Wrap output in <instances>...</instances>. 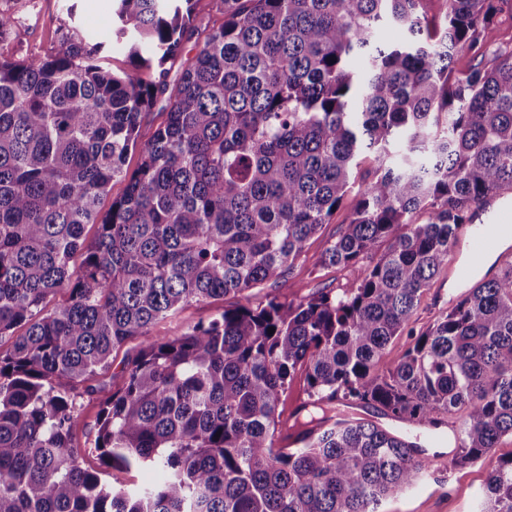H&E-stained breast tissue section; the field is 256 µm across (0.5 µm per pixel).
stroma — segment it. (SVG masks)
I'll return each mask as SVG.
<instances>
[{"instance_id":"obj_1","label":"stroma","mask_w":512,"mask_h":512,"mask_svg":"<svg viewBox=\"0 0 512 512\" xmlns=\"http://www.w3.org/2000/svg\"><path fill=\"white\" fill-rule=\"evenodd\" d=\"M0 11L16 20L13 43L17 56L21 58L54 53L59 47L58 32L64 26L77 28L98 41L112 38L113 0H0ZM357 198V191L348 193L328 224L306 242L291 273L280 280L265 283L263 293L282 301L296 302L324 291H340L353 281L354 275L350 270L322 266L321 256L348 224ZM459 293L456 282L449 280L447 270H440L421 297L412 318L413 327L419 330L428 326L448 309L449 297ZM223 308L224 302L220 299L190 303L160 323L154 333L169 336L185 331L191 325L208 321ZM139 345V340L134 339L113 352L109 369L99 377L103 390L91 393L80 388L75 392L78 424L73 442L85 450L84 461L89 468L99 466L89 449L93 444L101 402L106 393L121 385L125 364ZM451 449L448 443L440 449L427 448L425 455L430 464L426 474L413 486L388 498L381 512H479L489 466L479 462L458 467L448 461H439L440 452Z\"/></svg>"}]
</instances>
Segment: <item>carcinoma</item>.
Masks as SVG:
<instances>
[{
    "mask_svg": "<svg viewBox=\"0 0 512 512\" xmlns=\"http://www.w3.org/2000/svg\"><path fill=\"white\" fill-rule=\"evenodd\" d=\"M115 2L129 59L118 72L112 43L70 29L55 53L17 59L15 19L0 13V512H379L427 469L424 449L342 413L280 445L277 409L299 372L319 408L341 398L434 426L464 412L452 463L489 462L479 512H512V458L494 459L512 435V263L376 371L459 225L512 190L504 0H443L431 32L424 0H219L224 22L172 92L199 0ZM385 23L408 39L378 44ZM461 53L486 63L458 70ZM166 93L164 124L139 140ZM364 151L378 166L321 260L353 281L297 303L251 293L291 270ZM116 178L127 191L103 213ZM60 290L66 304L46 310ZM240 294L207 322L152 334L190 302ZM133 337L142 346L103 402L93 471L72 443L74 393L95 391ZM133 466L161 478L103 479ZM104 478L110 485L135 487L139 485H148L154 483L158 479V474L154 471L141 470L133 468L129 472L109 469L106 471Z\"/></svg>",
    "mask_w": 512,
    "mask_h": 512,
    "instance_id": "1",
    "label": "carcinoma"
}]
</instances>
